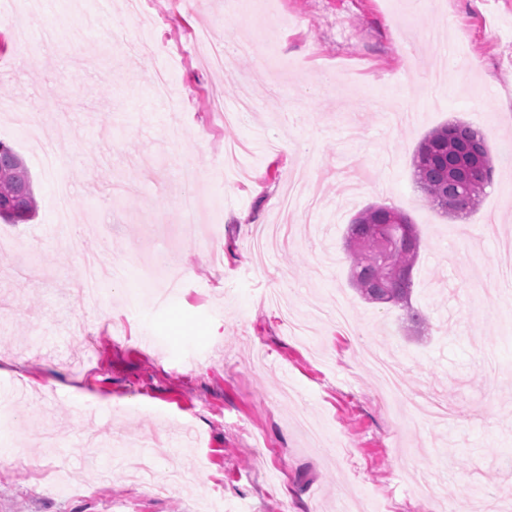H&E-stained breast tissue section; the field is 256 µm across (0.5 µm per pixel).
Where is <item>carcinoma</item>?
Wrapping results in <instances>:
<instances>
[{
	"label": "carcinoma",
	"instance_id": "1",
	"mask_svg": "<svg viewBox=\"0 0 512 512\" xmlns=\"http://www.w3.org/2000/svg\"><path fill=\"white\" fill-rule=\"evenodd\" d=\"M416 183L426 201L446 214L476 209L493 173L482 134L464 122L432 130L413 156ZM36 213L32 175L22 157L0 142V219L25 224ZM380 228L392 238L384 259H369L376 247L372 237ZM350 251V284L365 300L391 304L403 311L405 321L417 332L426 316L411 302L412 272L419 258L417 228L400 210L383 205L363 209L347 226Z\"/></svg>",
	"mask_w": 512,
	"mask_h": 512
}]
</instances>
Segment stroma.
<instances>
[{
	"mask_svg": "<svg viewBox=\"0 0 512 512\" xmlns=\"http://www.w3.org/2000/svg\"><path fill=\"white\" fill-rule=\"evenodd\" d=\"M29 17L0 0V142L25 161L34 219L0 250V512H512V285L498 277L512 239V0H37ZM54 31L39 69L15 58V29ZM251 42L211 69L190 34ZM452 36L445 61L429 33ZM157 47L143 61L129 43ZM171 75L170 98L152 75ZM249 82L251 111L222 128ZM50 101L41 128L28 106ZM454 120L478 129L496 164L478 208L457 217L426 202L412 157ZM60 162L43 168L41 146ZM201 178L185 184L181 170ZM67 182L85 250L125 263L101 302L79 306L81 278L56 224ZM193 197L198 221H182ZM383 204L420 232L412 303L429 328L365 301L348 281L347 224ZM269 224L291 238L263 267L250 243ZM176 248L189 273L161 304L140 302L143 257ZM181 312L182 323L172 315ZM395 364L409 398L383 396L368 357ZM146 439L181 492L133 489L114 443ZM89 485L95 494L67 495Z\"/></svg>",
	"mask_w": 512,
	"mask_h": 512,
	"instance_id": "stroma-1",
	"label": "stroma"
}]
</instances>
